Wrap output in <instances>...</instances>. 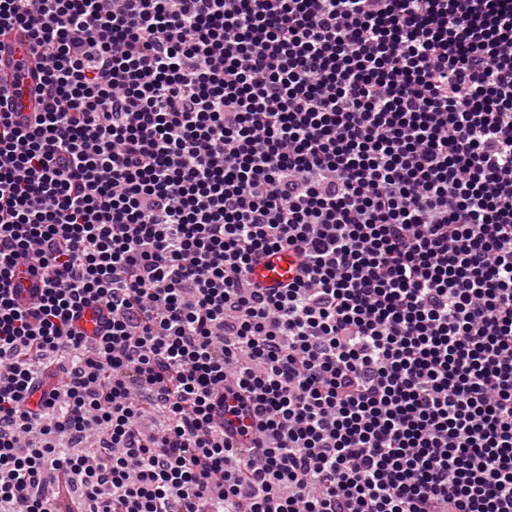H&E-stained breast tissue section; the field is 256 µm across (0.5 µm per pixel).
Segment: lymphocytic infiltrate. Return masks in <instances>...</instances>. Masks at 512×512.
I'll return each mask as SVG.
<instances>
[{
    "mask_svg": "<svg viewBox=\"0 0 512 512\" xmlns=\"http://www.w3.org/2000/svg\"><path fill=\"white\" fill-rule=\"evenodd\" d=\"M12 28L0 512H512V0H0ZM4 50L0 68V82L14 90L11 101L15 112H31L36 103L33 89L36 84L33 73L34 56L26 38L20 31L0 36ZM294 258L288 252H281L268 261L254 265L250 277L267 286L277 285L294 275Z\"/></svg>",
    "mask_w": 512,
    "mask_h": 512,
    "instance_id": "obj_1",
    "label": "lymphocytic infiltrate"
}]
</instances>
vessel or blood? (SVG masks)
I'll return each instance as SVG.
<instances>
[{
    "label": "vessel or blood",
    "mask_w": 512,
    "mask_h": 512,
    "mask_svg": "<svg viewBox=\"0 0 512 512\" xmlns=\"http://www.w3.org/2000/svg\"><path fill=\"white\" fill-rule=\"evenodd\" d=\"M33 63L34 56L21 32L15 30L0 37V82L6 83L13 92V111H31L36 103L33 96L36 84ZM294 269L293 256L282 252L268 261L254 265L250 275L272 286L292 277Z\"/></svg>",
    "instance_id": "b4317fda"
}]
</instances>
